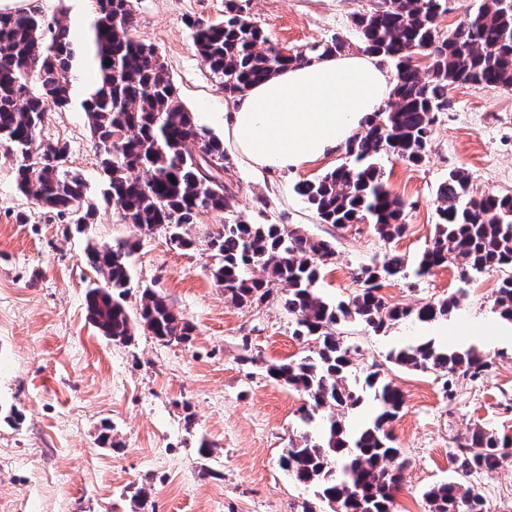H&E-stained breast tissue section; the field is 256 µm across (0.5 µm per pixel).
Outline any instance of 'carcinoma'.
<instances>
[{
  "label": "carcinoma",
  "mask_w": 512,
  "mask_h": 512,
  "mask_svg": "<svg viewBox=\"0 0 512 512\" xmlns=\"http://www.w3.org/2000/svg\"><path fill=\"white\" fill-rule=\"evenodd\" d=\"M95 12L88 40L97 81L80 105L99 151L104 201L139 232L161 231L185 249L195 245L187 225L209 211L227 212L223 229L207 241L215 257V283L238 306L263 303L273 286H281L283 308L295 320L293 335L313 341L315 350L275 364L267 373L305 398L309 408L303 418L322 408L334 410L319 437L291 441L282 468L295 482L314 487L330 512H391L405 461L388 427L404 408V394L379 372L368 373L364 384L373 390L375 413L363 426L348 429L342 416L357 409L363 396L350 382L351 348L339 329L352 320L380 332L401 321L429 324L447 318L457 304L453 295L408 308L389 304L382 288L410 272L423 277L450 264L463 282L511 268L512 195L476 198L465 171L450 170L436 192L433 237L416 267L387 252L360 267L359 288L351 299L330 304L314 285L334 260L333 242L285 224H251L234 215L233 194L224 181L231 168L224 139L196 123L156 50L129 34L132 0H95ZM447 12L448 0H372L354 18L363 49L393 63L395 84L385 109L368 118L346 144L353 162L295 186L321 223L341 229L367 223L387 243L400 239L407 230V203L387 189L377 156L385 152L412 166L423 164L451 86L512 89L509 0H482L443 32L439 18ZM188 27L203 62L229 97L284 67L346 48L336 35L286 56L236 0H226L223 21L194 19ZM421 58L427 60L428 77L421 75ZM74 60L70 28L63 21H47L35 8L0 14V143L15 154L19 191L46 212L79 225L95 214L88 187L66 167L67 144L38 138L47 105L62 109L72 103L67 73ZM117 131L126 133L118 143L112 140ZM133 248L128 240L87 245V266L105 280L86 293L88 319L114 341H130L138 327L162 343L187 341L190 323L151 288L142 292L139 324L131 321L123 296ZM255 268L262 276L251 274ZM494 306L512 323L511 275L499 283ZM391 362L434 371L448 396L456 377L477 380L489 368L476 348L450 349L432 340L394 352ZM507 455H512V436L473 429L453 456L457 477L425 492L431 512H489L468 479L495 473Z\"/></svg>",
  "instance_id": "obj_1"
}]
</instances>
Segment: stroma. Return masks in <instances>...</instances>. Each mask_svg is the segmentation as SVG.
<instances>
[{"label":"stroma","mask_w":512,"mask_h":512,"mask_svg":"<svg viewBox=\"0 0 512 512\" xmlns=\"http://www.w3.org/2000/svg\"><path fill=\"white\" fill-rule=\"evenodd\" d=\"M47 18L66 22L79 51L75 96L95 74L83 55L95 15L83 0H35ZM369 0H249L268 40L295 50L342 36L360 48L353 25ZM136 40L157 51L180 100L198 124L224 133V92L197 53L188 20H223L224 0H134ZM434 126L428 158L418 167L392 155L377 158L392 194L407 204L405 235L381 240L368 224L338 229L320 223L294 186L345 162L344 148L299 173L232 168L233 203L253 224H285L331 240L336 260L316 284L328 302L351 298L359 267L389 251L415 260L437 221L436 191L450 169L470 177L474 195H512V90L459 85ZM42 141L67 143V166L98 198L103 173L80 106L46 113ZM15 162L0 145V504L8 512H302L313 488L279 465L291 439L319 436L325 411L303 420L304 400L269 378L270 365L309 355L313 342L294 336V320L271 299L240 307L211 275L209 233L220 213L202 214L187 232L193 249L176 248L164 233L144 235L100 203L93 224L75 230L34 205L17 188ZM266 198L258 208L257 198ZM130 240L131 281L124 295L138 320L144 288L165 298L192 325L183 343L160 344L136 330L130 343L103 336L89 321L88 288L102 284L84 262L87 244ZM489 272L461 281L455 265L425 277L388 282L389 303L420 307L454 295L448 316L451 346L479 347L491 367L485 378L442 382L426 370L390 362V353L427 340L423 326L397 323L380 332L341 326L352 349V376L379 370L404 393L391 426L409 464L395 490L396 512H430L424 493L454 475L453 454L476 427L512 434V324L499 319ZM110 427V442L99 438ZM208 452H201V444ZM472 485L491 512H512V461Z\"/></svg>","instance_id":"stroma-1"}]
</instances>
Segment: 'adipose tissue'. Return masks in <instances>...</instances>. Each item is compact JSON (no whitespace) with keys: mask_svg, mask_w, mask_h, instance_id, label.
Segmentation results:
<instances>
[{"mask_svg":"<svg viewBox=\"0 0 512 512\" xmlns=\"http://www.w3.org/2000/svg\"><path fill=\"white\" fill-rule=\"evenodd\" d=\"M393 86L382 55L315 57L229 98L224 139L248 169L300 172L347 143Z\"/></svg>","mask_w":512,"mask_h":512,"instance_id":"ef3b65f1","label":"adipose tissue"}]
</instances>
